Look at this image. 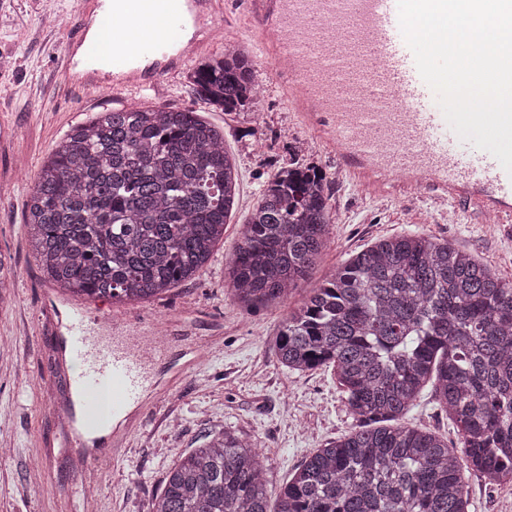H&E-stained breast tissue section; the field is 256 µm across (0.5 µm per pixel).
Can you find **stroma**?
Masks as SVG:
<instances>
[{
    "instance_id": "stroma-1",
    "label": "stroma",
    "mask_w": 512,
    "mask_h": 512,
    "mask_svg": "<svg viewBox=\"0 0 512 512\" xmlns=\"http://www.w3.org/2000/svg\"><path fill=\"white\" fill-rule=\"evenodd\" d=\"M76 16V0H0V122L12 131L0 140V256L15 274L12 287L0 290V512H149L178 453L224 429L255 444L273 486H283L310 453L356 424L332 368L291 372L274 357L272 343L289 311L352 253L383 236L418 232L448 240L512 281V222L487 224L466 207L452 224L429 196L365 193L320 145L296 155L294 142L312 133L282 97L283 74L259 65L254 74L263 95L241 112L216 110L197 93L192 61L155 88L122 96L70 88L59 77L60 54L75 33L70 21ZM132 101L198 112L222 127L224 146L236 157L240 197L223 240L193 279L147 301L89 300L95 335L114 336L104 321L111 314L124 322L129 349L154 335L165 351L145 356L155 388L129 415L126 443L98 463L99 480L88 494L85 449L76 413L66 405L70 367L59 347L62 317L78 300L43 278L25 218L36 175L56 143L95 113ZM293 163L324 174L336 221L320 262L288 300L248 310L232 300L224 263L264 184ZM203 341L210 347L195 357L192 348ZM404 421L460 446L457 427L431 388ZM466 483L471 512H512V484L474 471Z\"/></svg>"
}]
</instances>
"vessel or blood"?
Wrapping results in <instances>:
<instances>
[{"label": "vessel or blood", "mask_w": 512, "mask_h": 512, "mask_svg": "<svg viewBox=\"0 0 512 512\" xmlns=\"http://www.w3.org/2000/svg\"><path fill=\"white\" fill-rule=\"evenodd\" d=\"M262 66L285 70L282 95L357 184L393 182L398 194L431 191L441 203L460 201L498 223L512 221V174L489 152L451 129L434 90L421 78L398 21L397 0H246ZM224 0H113L112 76L74 75L64 50V80L115 92L151 88L178 72L200 49L183 43L188 24L216 27ZM64 348L77 372L87 430L103 417L98 392L112 403L141 402L151 385L140 354L101 343L84 311L73 312Z\"/></svg>", "instance_id": "1"}]
</instances>
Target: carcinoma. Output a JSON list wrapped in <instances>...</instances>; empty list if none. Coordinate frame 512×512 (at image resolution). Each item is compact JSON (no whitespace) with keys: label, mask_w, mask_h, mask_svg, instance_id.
Wrapping results in <instances>:
<instances>
[{"label":"carcinoma","mask_w":512,"mask_h":512,"mask_svg":"<svg viewBox=\"0 0 512 512\" xmlns=\"http://www.w3.org/2000/svg\"><path fill=\"white\" fill-rule=\"evenodd\" d=\"M226 112L255 98L242 49L192 73ZM240 192L224 131L196 112L97 113L61 139L28 204L45 278L87 298H154L210 261ZM324 175L281 168L262 189L224 267L232 298L283 302L328 244ZM290 371L334 368L357 425L316 449L285 485L228 432L178 454L150 512H469L464 471L512 484V282L446 240L385 237L352 254L288 314L272 344ZM432 383L460 428L448 442L403 422Z\"/></svg>","instance_id":"carcinoma-1"}]
</instances>
